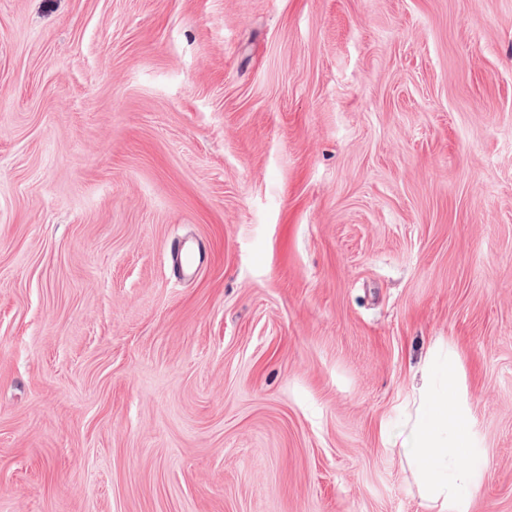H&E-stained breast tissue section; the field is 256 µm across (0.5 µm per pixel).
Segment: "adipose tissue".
Instances as JSON below:
<instances>
[{
	"instance_id": "adipose-tissue-1",
	"label": "adipose tissue",
	"mask_w": 512,
	"mask_h": 512,
	"mask_svg": "<svg viewBox=\"0 0 512 512\" xmlns=\"http://www.w3.org/2000/svg\"><path fill=\"white\" fill-rule=\"evenodd\" d=\"M419 395L422 404L406 462L429 512H452L477 484L485 464L471 452L470 421L457 395L455 378H448L442 393L422 381Z\"/></svg>"
}]
</instances>
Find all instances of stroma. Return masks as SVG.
<instances>
[{
  "label": "stroma",
  "mask_w": 512,
  "mask_h": 512,
  "mask_svg": "<svg viewBox=\"0 0 512 512\" xmlns=\"http://www.w3.org/2000/svg\"><path fill=\"white\" fill-rule=\"evenodd\" d=\"M452 355L512 512V0H0V512H428Z\"/></svg>",
  "instance_id": "35a3bbf8"
}]
</instances>
